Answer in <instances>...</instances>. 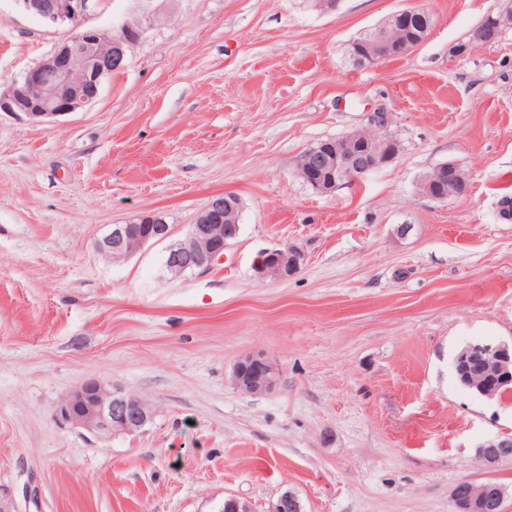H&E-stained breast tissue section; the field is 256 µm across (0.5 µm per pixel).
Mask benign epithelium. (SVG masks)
Segmentation results:
<instances>
[{"label":"benign epithelium","instance_id":"benign-epithelium-1","mask_svg":"<svg viewBox=\"0 0 512 512\" xmlns=\"http://www.w3.org/2000/svg\"><path fill=\"white\" fill-rule=\"evenodd\" d=\"M22 10L39 19L57 24L65 20L83 22L91 12L94 0H15ZM414 9H404L390 15L382 24L357 42L354 62L375 63L385 58H399L422 43L430 33L433 21L427 24L414 43L405 40L400 30L401 20ZM154 20V12L145 11L135 21L120 17L113 21L119 37H110L88 30L77 38L64 42L58 50L38 66L12 80V85L0 92V112L24 114L31 120L55 119L76 112L96 101L101 79L123 67L127 50L134 44L133 36L142 32ZM492 28H478L471 41L490 44L499 29L512 26V10L505 7L491 19ZM24 84L28 105L19 104L17 85ZM391 118L386 112H372L364 129L344 134L332 149L311 147L298 160L299 176L315 192L330 193L338 186L352 183L364 175L392 163L400 152V143L390 132ZM466 184L465 174L452 163H442L423 177L421 190L434 201H445L461 194ZM224 196L212 197L184 239L169 248L164 268L173 276L188 270H207L224 255V245L236 238L240 225L224 223ZM172 236L167 224H154L142 217L126 224H114L99 239V253L112 259H127L149 242H160ZM306 263V254L297 246H284L263 252L253 265L259 281H286L294 277ZM474 369L493 375L491 387L482 380L472 384L481 394L492 398L512 391V344H470L458 355L454 371ZM234 387L247 394L272 392L278 384V371L270 359L248 355L237 361L232 372ZM56 420L81 428L106 441L117 435L141 431L155 414L151 402L120 387L98 380L84 382L60 401L53 411ZM477 457L489 471L512 459V436H497L477 447ZM457 512H504L505 488L486 480H464L451 492ZM267 512H304L295 493L282 492L271 502Z\"/></svg>","mask_w":512,"mask_h":512}]
</instances>
